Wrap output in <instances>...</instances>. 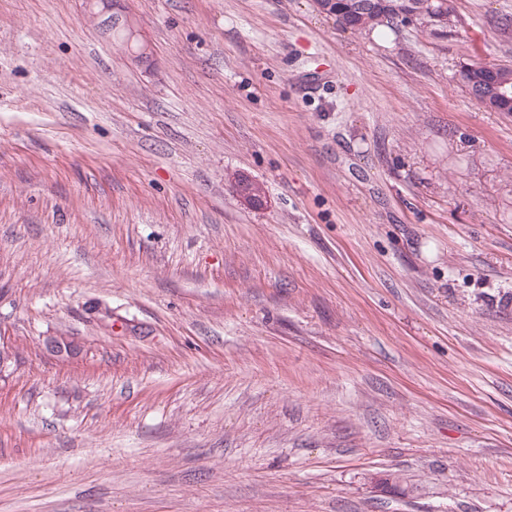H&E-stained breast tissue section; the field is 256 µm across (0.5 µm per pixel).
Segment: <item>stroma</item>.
<instances>
[{"instance_id":"stroma-1","label":"stroma","mask_w":512,"mask_h":512,"mask_svg":"<svg viewBox=\"0 0 512 512\" xmlns=\"http://www.w3.org/2000/svg\"><path fill=\"white\" fill-rule=\"evenodd\" d=\"M452 5L0 0V512H512V113L460 79L512 0ZM336 1V8L332 4ZM398 0H315L316 8L324 14L337 16L341 26L354 32L371 31L379 26H394L401 23L391 3ZM361 2H374L373 13L356 17L354 7ZM382 3H385L384 5ZM448 2V0H445ZM447 2H443L440 7L431 5L428 12L419 14L407 8L406 5H397L395 10L400 19L405 18L407 26H413L424 29L436 27H448V15L446 12Z\"/></svg>"}]
</instances>
